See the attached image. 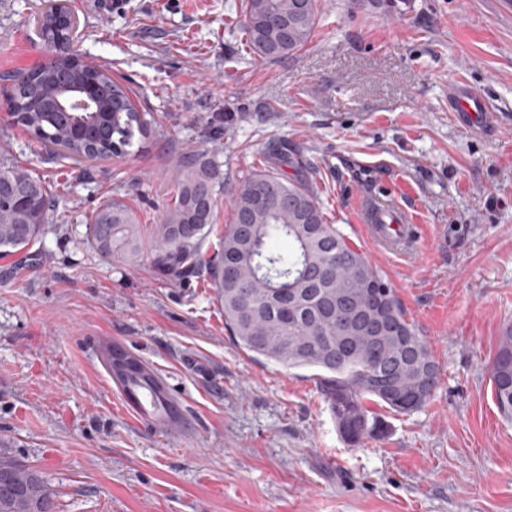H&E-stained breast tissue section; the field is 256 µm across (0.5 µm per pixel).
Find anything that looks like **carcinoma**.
<instances>
[{
    "label": "carcinoma",
    "instance_id": "cac0c4a2",
    "mask_svg": "<svg viewBox=\"0 0 512 512\" xmlns=\"http://www.w3.org/2000/svg\"><path fill=\"white\" fill-rule=\"evenodd\" d=\"M249 53L277 59L309 42L319 0H244ZM52 8L38 18L47 58L24 71L1 75L11 84L8 112L45 148L75 161L134 153L136 135L152 126L129 88L100 66H77L61 45L70 42ZM90 89L95 107L73 114L63 96ZM295 173L290 175L286 168ZM232 200V223L210 257L209 237L219 191ZM50 194L29 171L0 166V258L30 253L45 234ZM101 256L146 253L162 280L205 272L224 312V329L257 361L316 371L317 383L342 440L358 447L382 437L387 424L372 402L397 414L424 407L439 383L440 367L427 340L394 289L336 225L327 221L311 171L283 153L233 184L215 156L187 152L174 166L170 199L156 224L139 223L119 200L102 204L87 225ZM288 242V249L279 244ZM113 383L144 418L176 425L181 415L160 377L131 352L127 368L108 366ZM491 391L500 415L512 422V326L503 329L492 360ZM0 512H55L54 492L33 469L0 451Z\"/></svg>",
    "mask_w": 512,
    "mask_h": 512
}]
</instances>
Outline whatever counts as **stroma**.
Here are the masks:
<instances>
[{"mask_svg":"<svg viewBox=\"0 0 512 512\" xmlns=\"http://www.w3.org/2000/svg\"><path fill=\"white\" fill-rule=\"evenodd\" d=\"M241 0H67L74 47L129 86L155 123L139 152L77 162L37 150L0 111V164L53 196L29 265L0 258V437L57 512H512V423L490 368L512 325V10L501 0H322L307 46L241 48ZM47 0H0V73L44 55ZM463 83L495 113L482 135L448 110ZM304 155L328 220L395 288L440 368L431 400L385 412L348 447L312 371L252 360L202 280L106 259L86 226L106 201L157 223L174 164L218 154L232 183L273 142ZM395 185L427 246L377 253L356 197ZM110 341L147 362L182 420L163 428L117 389Z\"/></svg>","mask_w":512,"mask_h":512,"instance_id":"stroma-1","label":"stroma"}]
</instances>
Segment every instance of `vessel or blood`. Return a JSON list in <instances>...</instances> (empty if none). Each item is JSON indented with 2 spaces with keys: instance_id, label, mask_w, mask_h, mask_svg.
<instances>
[{
  "instance_id": "obj_1",
  "label": "vessel or blood",
  "mask_w": 512,
  "mask_h": 512,
  "mask_svg": "<svg viewBox=\"0 0 512 512\" xmlns=\"http://www.w3.org/2000/svg\"><path fill=\"white\" fill-rule=\"evenodd\" d=\"M450 107L460 119L471 124H488L493 119L486 100L474 92H456ZM359 222L377 250L387 256L411 250L423 233L413 215L400 204L398 192L392 188L374 191L361 198Z\"/></svg>"
}]
</instances>
